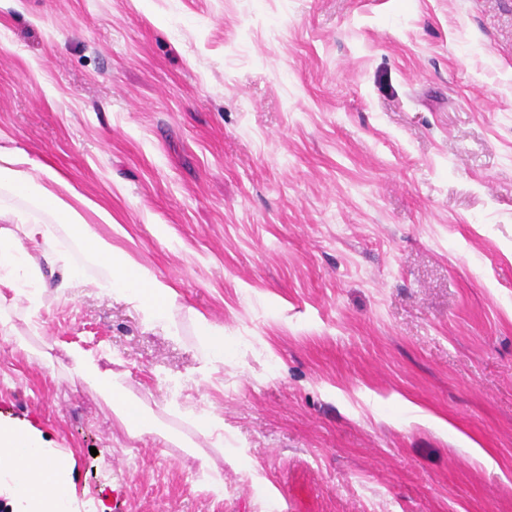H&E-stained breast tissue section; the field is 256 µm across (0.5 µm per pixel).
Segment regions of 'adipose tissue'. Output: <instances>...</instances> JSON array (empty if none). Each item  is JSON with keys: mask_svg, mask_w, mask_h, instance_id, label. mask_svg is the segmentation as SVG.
<instances>
[{"mask_svg": "<svg viewBox=\"0 0 512 512\" xmlns=\"http://www.w3.org/2000/svg\"><path fill=\"white\" fill-rule=\"evenodd\" d=\"M34 168L45 176V183H33L30 171ZM0 186L24 193L34 206L50 210L58 223L67 225L72 239L102 270L95 282L97 288L136 303L149 325L172 327V309L176 300L173 287L127 264L113 252L109 241L92 230L85 218L90 212L98 223H112L108 208L88 199L84 202V210L75 209L68 199L77 196V189L53 166L36 165L19 149H0ZM33 246L42 249L47 262L67 268L71 287L85 285V275L81 268L72 265L67 248L45 225L22 218L14 229L0 230V302L10 293L17 298H27L32 306H39V294L27 287L29 281L40 277L29 252ZM68 356L73 373L100 394L131 435L160 433L153 410L128 392L121 375L103 368L98 360L80 349H71ZM2 461L9 464L14 475L11 491L17 501L40 505L55 498H66L61 474L68 467L67 461L49 457L25 428H0Z\"/></svg>", "mask_w": 512, "mask_h": 512, "instance_id": "adipose-tissue-1", "label": "adipose tissue"}]
</instances>
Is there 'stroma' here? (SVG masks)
Wrapping results in <instances>:
<instances>
[{
	"mask_svg": "<svg viewBox=\"0 0 512 512\" xmlns=\"http://www.w3.org/2000/svg\"><path fill=\"white\" fill-rule=\"evenodd\" d=\"M0 148L177 291L149 327L73 244L84 287L45 265L38 311L5 302L0 425L66 459L71 512H512V0H0ZM198 336L204 353L206 365L224 360V326L210 321L203 314L195 316ZM68 356L73 373L100 394L131 435L158 434L176 442L155 422L153 410L128 392L121 375L103 368L98 360L78 348L71 349Z\"/></svg>",
	"mask_w": 512,
	"mask_h": 512,
	"instance_id": "35a3bbf8",
	"label": "stroma"
}]
</instances>
